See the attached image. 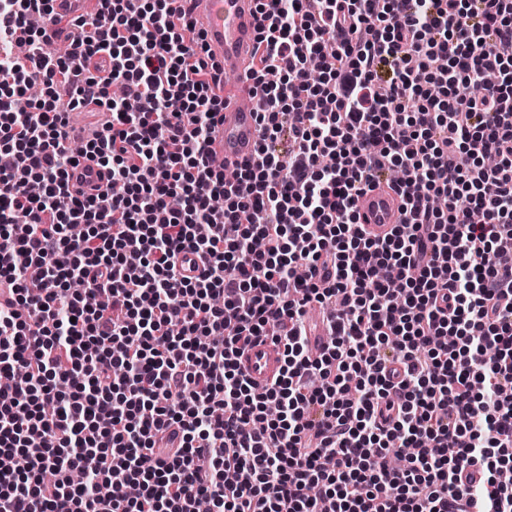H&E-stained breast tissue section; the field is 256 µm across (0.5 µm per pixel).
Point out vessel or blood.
<instances>
[{
	"label": "vessel or blood",
	"mask_w": 512,
	"mask_h": 512,
	"mask_svg": "<svg viewBox=\"0 0 512 512\" xmlns=\"http://www.w3.org/2000/svg\"><path fill=\"white\" fill-rule=\"evenodd\" d=\"M92 0H54L60 10L59 24L47 31L49 41H56L60 32L68 30L72 19L88 17ZM209 58L221 73L239 76L236 88L224 98V111L211 135V155L223 158L226 167L243 161H255L260 138L258 112L260 102L247 78L256 44L259 18L256 0H185ZM89 175L92 187L103 189L108 180L106 170L96 160H82L69 172L70 186L79 189L81 175ZM357 221L372 237H384L394 224L400 223L401 197L385 183H377L361 192L355 200ZM239 363L257 387L270 384L283 365L282 348L270 339L253 340L243 351Z\"/></svg>",
	"instance_id": "vessel-or-blood-1"
}]
</instances>
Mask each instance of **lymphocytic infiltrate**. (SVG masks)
Listing matches in <instances>:
<instances>
[{
	"mask_svg": "<svg viewBox=\"0 0 512 512\" xmlns=\"http://www.w3.org/2000/svg\"><path fill=\"white\" fill-rule=\"evenodd\" d=\"M176 2L101 0L63 59L53 0H0L26 43L0 53V512H512V0H258L262 135L230 180ZM85 156L122 193L72 191ZM394 169L406 218L369 237L354 200ZM259 336L285 357L261 389ZM241 368L258 388L270 384L283 365L282 347L270 339H254L239 359Z\"/></svg>",
	"mask_w": 512,
	"mask_h": 512,
	"instance_id": "f902f5d3",
	"label": "lymphocytic infiltrate"
}]
</instances>
